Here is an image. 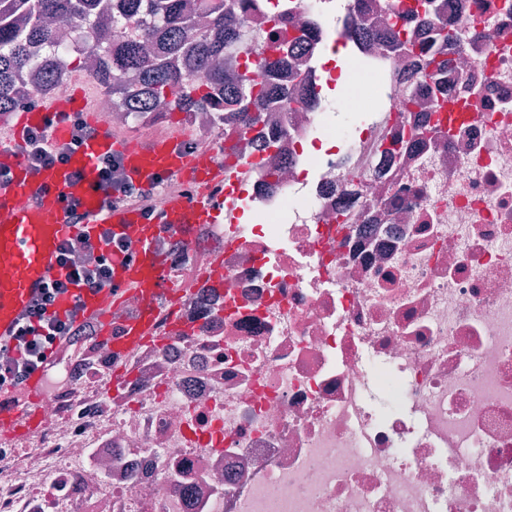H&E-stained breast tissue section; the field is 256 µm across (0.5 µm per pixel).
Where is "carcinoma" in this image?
Returning <instances> with one entry per match:
<instances>
[{"label":"carcinoma","instance_id":"1","mask_svg":"<svg viewBox=\"0 0 512 512\" xmlns=\"http://www.w3.org/2000/svg\"><path fill=\"white\" fill-rule=\"evenodd\" d=\"M250 0H109V21L101 22V0H10L0 9V114L14 112L28 98L23 77L43 67L40 54L56 55L64 46L60 29L69 30L75 51L43 73L51 84L69 70H80L112 95L114 108L133 121L147 114L188 117L208 112L224 134V167L235 168L250 153L287 155L288 132L264 123L268 110L291 111L319 97L312 72L290 67L297 55H312L315 41L306 25L274 16L266 32L248 25L244 10ZM437 0H415L402 12L389 14L379 29L358 23L353 39L379 42L404 58V90L397 104L412 112V82L434 79L430 88L435 110L447 103L442 79L450 66L448 46L454 28L436 24ZM259 63L252 62V55ZM302 86L306 97L295 98ZM445 137L439 124L410 126L409 138H394L383 149L390 158L407 140Z\"/></svg>","mask_w":512,"mask_h":512}]
</instances>
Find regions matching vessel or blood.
<instances>
[{
	"instance_id": "obj_1",
	"label": "vessel or blood",
	"mask_w": 512,
	"mask_h": 512,
	"mask_svg": "<svg viewBox=\"0 0 512 512\" xmlns=\"http://www.w3.org/2000/svg\"><path fill=\"white\" fill-rule=\"evenodd\" d=\"M56 112H80L96 125L98 135L72 153L67 164L39 171L31 169L21 156L26 130L44 125ZM119 155L125 175L137 185L150 187L156 179L188 184L220 174L223 152L186 153L180 138L166 136L142 143L113 137L112 129L97 113L88 111L82 89L63 97L35 98L18 111L0 114V343L11 341L30 305L40 298L46 285L64 280L59 262L61 245L76 233L67 216L68 200H78L88 216V231L111 225L113 233L130 245V257L113 260L110 287L97 292L69 289L60 295L59 312L77 309L84 319L102 324L104 338L112 336L110 312L138 295L125 323V338L114 341L116 351L127 344L152 342V322L160 307H173L180 294L168 278L169 259L158 250V238L167 232L192 239L199 225L212 223L224 210L220 196L185 195L182 202L144 212L133 207L105 209L97 184L95 162L106 154ZM82 179H75V172ZM37 423L34 410L0 409V427L19 432Z\"/></svg>"
}]
</instances>
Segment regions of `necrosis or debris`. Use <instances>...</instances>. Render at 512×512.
I'll return each instance as SVG.
<instances>
[{"instance_id":"necrosis-or-debris-1","label":"necrosis or debris","mask_w":512,"mask_h":512,"mask_svg":"<svg viewBox=\"0 0 512 512\" xmlns=\"http://www.w3.org/2000/svg\"><path fill=\"white\" fill-rule=\"evenodd\" d=\"M394 3L256 0L246 21L284 6L322 50ZM439 19L468 119L384 159L432 106L418 81L401 118L377 43L357 51L387 109L360 117L351 92L267 113L288 129L277 189L243 164L197 186L223 223L159 240L192 331L163 311L165 344L121 356L90 327L62 346L39 427L0 428V512H512V0Z\"/></svg>"}]
</instances>
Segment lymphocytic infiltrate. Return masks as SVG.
Returning <instances> with one entry per match:
<instances>
[{
    "mask_svg": "<svg viewBox=\"0 0 512 512\" xmlns=\"http://www.w3.org/2000/svg\"><path fill=\"white\" fill-rule=\"evenodd\" d=\"M60 123L71 127V139L64 144L52 138L54 126ZM96 133V128L87 123L81 113L54 114L42 128L26 132L24 159L36 168L65 163L70 153ZM96 169L98 186L104 193L106 207L136 206L151 211L152 190L129 181L117 155L107 154L98 158ZM67 211L71 223L77 224L79 230L60 250V262L66 276L64 280L46 288L42 298L30 309L14 345H0V386L7 385L12 390L22 392L32 374L47 373L57 348L71 343L73 336L88 325L87 320L81 319L77 311L62 316L53 311L52 306L58 295L72 286L92 292L109 287L112 283L113 257L130 253L128 242L115 238L110 225H100L98 235L93 237L84 226L86 214L73 203L68 204ZM80 251L92 253L94 263L76 262L74 255Z\"/></svg>",
    "mask_w": 512,
    "mask_h": 512,
    "instance_id": "obj_1",
    "label": "lymphocytic infiltrate"
}]
</instances>
